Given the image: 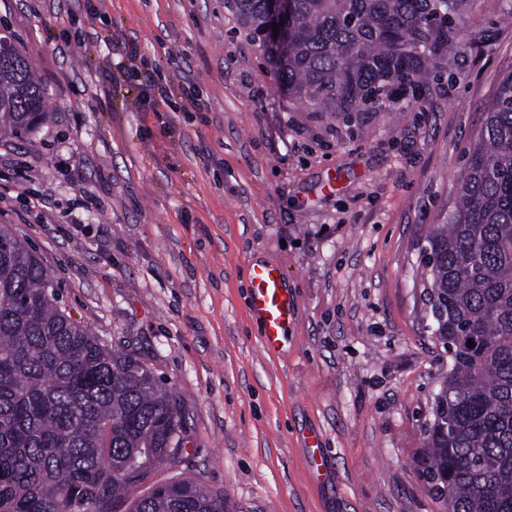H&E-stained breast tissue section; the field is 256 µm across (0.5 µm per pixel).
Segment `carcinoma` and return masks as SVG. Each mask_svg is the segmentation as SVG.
<instances>
[{"instance_id":"1","label":"carcinoma","mask_w":512,"mask_h":512,"mask_svg":"<svg viewBox=\"0 0 512 512\" xmlns=\"http://www.w3.org/2000/svg\"><path fill=\"white\" fill-rule=\"evenodd\" d=\"M233 6L258 41L265 0ZM293 11L288 45L264 47L276 85L336 117L421 99L464 29L465 0H293ZM10 46L0 138L20 139L46 119V98ZM484 115L451 209L425 238L427 331L449 362L415 468L445 512H512V73ZM182 419L144 362L56 305L36 252L0 228V512H69L73 501L116 512L145 484L125 512H224L191 479L153 480L178 454Z\"/></svg>"}]
</instances>
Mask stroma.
<instances>
[{
    "instance_id": "1",
    "label": "stroma",
    "mask_w": 512,
    "mask_h": 512,
    "mask_svg": "<svg viewBox=\"0 0 512 512\" xmlns=\"http://www.w3.org/2000/svg\"><path fill=\"white\" fill-rule=\"evenodd\" d=\"M467 5L422 104L346 122L276 86L230 0H0L47 94L35 132L0 141V225L182 405L155 480L193 479L224 512H443L414 468L448 367L421 247L512 72V0ZM148 76L166 98L148 102ZM261 263L296 299L276 352L248 310Z\"/></svg>"
}]
</instances>
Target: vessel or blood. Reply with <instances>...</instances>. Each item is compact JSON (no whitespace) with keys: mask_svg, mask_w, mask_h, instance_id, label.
<instances>
[{"mask_svg":"<svg viewBox=\"0 0 512 512\" xmlns=\"http://www.w3.org/2000/svg\"><path fill=\"white\" fill-rule=\"evenodd\" d=\"M249 306L262 327V348L268 352L278 350L295 318L294 297L284 286L281 265L252 267Z\"/></svg>","mask_w":512,"mask_h":512,"instance_id":"b4317fda","label":"vessel or blood"}]
</instances>
